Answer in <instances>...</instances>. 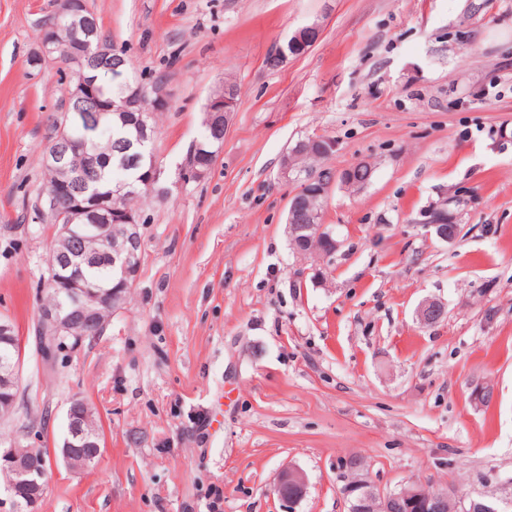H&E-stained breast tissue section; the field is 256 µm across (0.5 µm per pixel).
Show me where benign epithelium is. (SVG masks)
Listing matches in <instances>:
<instances>
[{
    "mask_svg": "<svg viewBox=\"0 0 512 512\" xmlns=\"http://www.w3.org/2000/svg\"><path fill=\"white\" fill-rule=\"evenodd\" d=\"M57 14L68 17V25L64 32H59L58 27L50 26L44 29L41 45L45 55H50L55 50L65 49L70 63L83 68L85 58L89 57L92 41L97 34L98 23L95 16L89 14L85 6L78 0H58ZM322 26L312 23L303 26L289 36L271 54L269 63L277 66L286 62L292 56H299L309 50L321 37ZM68 105L79 111L88 104H94L99 100L97 92L88 87L79 73H71V84L67 88ZM236 105V90L233 85L226 84L209 100L211 113L220 122H228L230 112ZM167 101L157 96L149 99L144 96L142 90L129 95L120 101L112 102V110L133 114V119L138 125L144 139L152 138V128L148 125V118L152 113L164 109ZM82 150V147L59 127V133L55 146L50 155L45 159L46 167L53 174L50 202L56 207L57 220L62 222V229L58 233L59 254H65V249L70 247L74 238V230L81 226L87 232L96 235V238L104 240L108 250L113 252L114 259L120 262L123 270V279L120 287L103 295L93 289L80 285L74 279L66 277L56 270L54 262H48L50 278L49 285L64 284L72 289L74 296L73 307L67 310L48 309L42 319L41 332H49L51 335L63 339H71L76 343L82 341L83 333L78 325L89 326L97 332L100 329V313L102 308H116V300L121 296V290L131 287L133 276L132 257L133 252L125 249V243H133L138 238L139 218L129 212H117L112 210V202L108 198L93 199L87 201L81 198V190L78 189L84 179V169L75 168L68 162L71 152ZM309 182L315 183L314 195L317 197L328 195L335 183L350 187L352 182L345 171L340 170L334 174L331 182L316 181L312 177ZM446 211L443 208L433 207L427 212L424 223L435 229L436 236L446 242L455 240V232L444 224ZM304 230L309 233L307 239H324L333 248L340 247L332 232L325 224H306ZM443 313L442 306L436 302L423 304L417 311L421 321L433 323L439 320V314ZM17 368L6 363L0 366V418H9L15 408V397L12 391L17 388ZM89 412L88 405L79 398L70 401L67 410V434L63 441L62 453L67 464L75 469H87L100 453V444L95 441L92 434L84 428V421ZM9 450L0 454V463L9 468L16 476V482L8 491L9 497H14L16 489L24 486L30 489L27 495L28 507L31 512H39L46 497V485L42 471H34L30 467L31 456L15 452L21 447L17 440L5 442ZM295 487V493L287 495L284 490L288 485ZM307 480L305 475L294 468L283 470L275 486L278 496L290 504L300 502L306 494ZM347 500L349 512H387L388 501L392 498L405 500L410 507V512H429L431 503L436 500H445L451 505V512H502L503 509L512 506L507 502L503 505L489 503L484 500L468 499L464 496H452L445 491H430L425 487L411 483L398 491L382 493L369 482H354L347 485Z\"/></svg>",
    "mask_w": 512,
    "mask_h": 512,
    "instance_id": "benign-epithelium-1",
    "label": "benign epithelium"
}]
</instances>
